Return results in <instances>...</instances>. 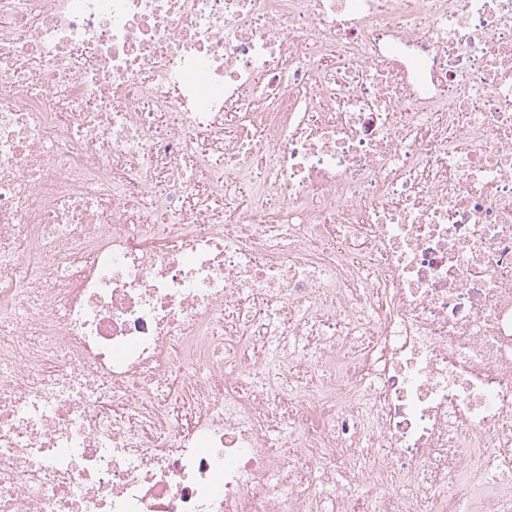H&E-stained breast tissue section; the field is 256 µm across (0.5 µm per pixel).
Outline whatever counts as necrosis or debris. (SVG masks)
<instances>
[{"instance_id":"1","label":"necrosis or debris","mask_w":512,"mask_h":512,"mask_svg":"<svg viewBox=\"0 0 512 512\" xmlns=\"http://www.w3.org/2000/svg\"><path fill=\"white\" fill-rule=\"evenodd\" d=\"M0 512H512V0H0Z\"/></svg>"}]
</instances>
